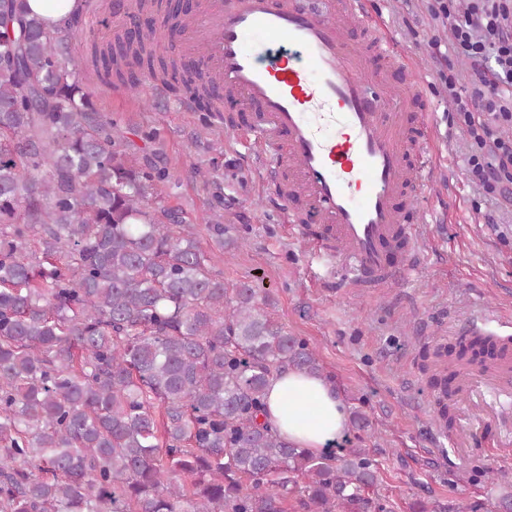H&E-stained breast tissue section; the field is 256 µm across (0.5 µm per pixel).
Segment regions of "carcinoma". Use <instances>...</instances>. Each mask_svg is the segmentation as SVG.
<instances>
[{
  "mask_svg": "<svg viewBox=\"0 0 512 512\" xmlns=\"http://www.w3.org/2000/svg\"><path fill=\"white\" fill-rule=\"evenodd\" d=\"M138 11L186 21L163 0ZM78 17L49 28L0 0V512H387L370 449L314 453L259 421L274 375L324 376L314 348L213 272L160 197L169 173L119 149L82 78L133 91L134 62L220 112L213 76L158 53L151 25L72 57ZM480 355V337L434 353L439 419ZM493 479L512 512V475Z\"/></svg>",
  "mask_w": 512,
  "mask_h": 512,
  "instance_id": "obj_1",
  "label": "carcinoma"
}]
</instances>
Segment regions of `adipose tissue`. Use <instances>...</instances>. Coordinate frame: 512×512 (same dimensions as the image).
Instances as JSON below:
<instances>
[{"label": "adipose tissue", "mask_w": 512, "mask_h": 512, "mask_svg": "<svg viewBox=\"0 0 512 512\" xmlns=\"http://www.w3.org/2000/svg\"><path fill=\"white\" fill-rule=\"evenodd\" d=\"M264 418L288 441L315 452L347 427L346 407L332 386L321 377L294 370L271 379Z\"/></svg>", "instance_id": "1"}]
</instances>
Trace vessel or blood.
I'll use <instances>...</instances> for the list:
<instances>
[{
  "label": "vessel or blood",
  "instance_id": "b4317fda",
  "mask_svg": "<svg viewBox=\"0 0 512 512\" xmlns=\"http://www.w3.org/2000/svg\"><path fill=\"white\" fill-rule=\"evenodd\" d=\"M362 30L372 46L351 37ZM189 55L203 58L219 94L252 114L245 132L266 166V179L288 174L280 199L298 195L292 224L316 225L313 243L346 269L353 285L395 283L416 269L419 244L408 210L435 193L430 151L433 115L408 139L414 67L399 52L384 21L365 0H326L307 10L297 0H205L182 35ZM403 81L392 82V73ZM486 326L488 335L512 328L490 317L462 322L458 334ZM468 400L494 399L512 410V359L469 368Z\"/></svg>",
  "mask_w": 512,
  "mask_h": 512
}]
</instances>
